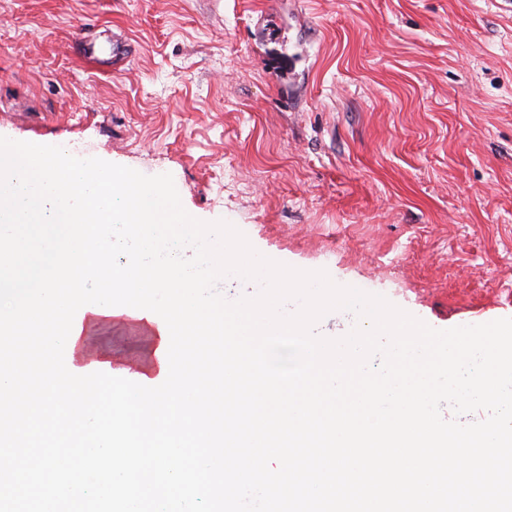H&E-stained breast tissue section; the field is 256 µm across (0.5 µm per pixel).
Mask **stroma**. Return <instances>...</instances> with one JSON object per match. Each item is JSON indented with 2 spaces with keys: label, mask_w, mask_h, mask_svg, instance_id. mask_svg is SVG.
<instances>
[{
  "label": "stroma",
  "mask_w": 512,
  "mask_h": 512,
  "mask_svg": "<svg viewBox=\"0 0 512 512\" xmlns=\"http://www.w3.org/2000/svg\"><path fill=\"white\" fill-rule=\"evenodd\" d=\"M121 35L124 66L85 43ZM0 136L153 176L432 328L512 318V0H0ZM112 367L155 339L89 326Z\"/></svg>",
  "instance_id": "1"
}]
</instances>
